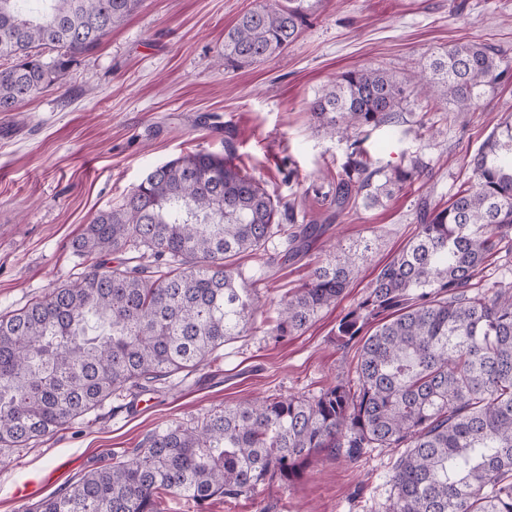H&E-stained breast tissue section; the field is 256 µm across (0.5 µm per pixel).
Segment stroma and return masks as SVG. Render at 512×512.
Returning a JSON list of instances; mask_svg holds the SVG:
<instances>
[{
	"label": "stroma",
	"instance_id": "35a3bbf8",
	"mask_svg": "<svg viewBox=\"0 0 512 512\" xmlns=\"http://www.w3.org/2000/svg\"><path fill=\"white\" fill-rule=\"evenodd\" d=\"M260 0H144L81 57L61 85L0 113V315L76 279L83 260L72 241L98 211L112 208L158 166L197 152L223 155L260 179L298 216L316 224L300 246L276 234L265 252L243 255L261 273V308L249 332L217 361L131 389L95 422L77 419L34 447L0 456V512H24L17 497L68 489L112 454L133 453L159 428L240 401L307 396L355 375L357 345L335 341L339 319L413 236L421 202L444 205L472 177L469 165L494 127L512 115V82L474 112L445 100L411 99L396 126L363 129L357 140L325 133L309 105L344 72L380 68L404 76L427 68L459 42L487 43L512 57V0H318L298 40L261 64L224 69V34ZM372 167L419 158L432 173L383 204L337 215L322 204L351 153ZM373 238V249L337 303L302 332L270 334L276 308L336 241ZM396 448H366L356 461L314 454L293 487L214 498L201 512H386Z\"/></svg>",
	"mask_w": 512,
	"mask_h": 512
}]
</instances>
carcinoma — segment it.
<instances>
[{"instance_id":"1","label":"carcinoma","mask_w":512,"mask_h":512,"mask_svg":"<svg viewBox=\"0 0 512 512\" xmlns=\"http://www.w3.org/2000/svg\"><path fill=\"white\" fill-rule=\"evenodd\" d=\"M0 0V112L51 88L93 53L143 0ZM310 0H275L224 36V66L282 52L307 22ZM512 77L493 45L461 43L428 69L400 77L343 73L310 115L332 135L393 125L412 97L433 93L474 112ZM470 185L446 207L419 210L417 233L339 321L336 339L361 342L356 378L312 398L244 400L200 422L154 432L145 447L84 473L26 512H165L166 496L200 508L278 481L293 484L314 454L354 460L400 448L388 512H512V281L476 290L487 259L512 253V122L473 157ZM419 158L381 171L353 158L323 204L374 206L426 175ZM284 203L224 156L198 152L152 170L121 204L97 212L72 242L84 271L0 316V450L26 448L101 408L196 369L245 335L259 310L258 279L235 266L284 224ZM371 243L330 249L279 301L270 334L303 330L335 304ZM114 253L129 254L113 265ZM152 261L144 263L145 255Z\"/></svg>"}]
</instances>
